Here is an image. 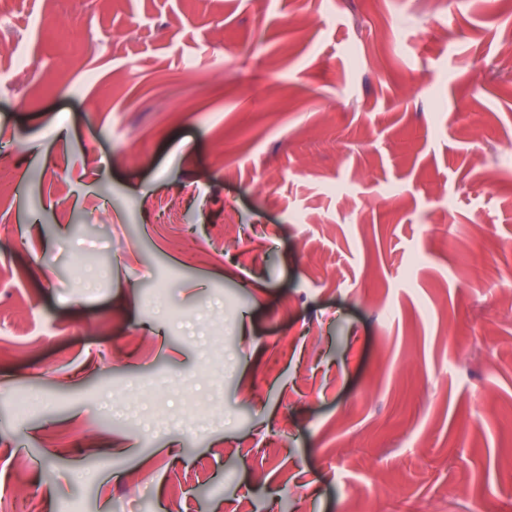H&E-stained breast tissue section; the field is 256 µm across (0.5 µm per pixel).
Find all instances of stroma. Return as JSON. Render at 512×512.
<instances>
[{"mask_svg":"<svg viewBox=\"0 0 512 512\" xmlns=\"http://www.w3.org/2000/svg\"><path fill=\"white\" fill-rule=\"evenodd\" d=\"M13 11L0 512H512V14ZM70 37L82 67L42 80Z\"/></svg>","mask_w":512,"mask_h":512,"instance_id":"stroma-1","label":"stroma"}]
</instances>
